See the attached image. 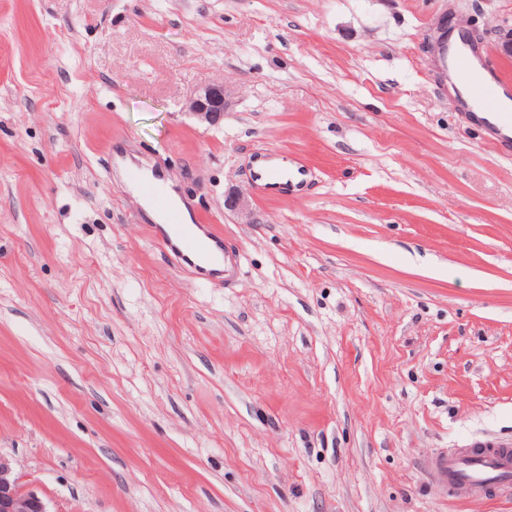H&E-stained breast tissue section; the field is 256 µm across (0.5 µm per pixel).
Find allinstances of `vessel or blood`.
I'll return each mask as SVG.
<instances>
[{"label": "vessel or blood", "instance_id": "vessel-or-blood-1", "mask_svg": "<svg viewBox=\"0 0 512 512\" xmlns=\"http://www.w3.org/2000/svg\"><path fill=\"white\" fill-rule=\"evenodd\" d=\"M443 28L440 21L433 26L438 48L436 65L449 68L463 81L462 102L476 107L478 122L501 139L511 138L512 108L505 110L499 105L501 93L507 90L504 79L490 73L484 79H475V54L449 48ZM305 176L303 165L287 159L274 162L265 158L253 168V180L265 193L276 191L285 179L304 187ZM125 177L161 217L160 223L150 228L153 240L168 249L180 265L194 268L201 279L214 282L229 278L230 260L225 253L224 235L217 225L185 223L178 205L145 175L139 160L127 164ZM428 469L437 482L453 491L481 494L492 487L507 486L512 484V441H470L433 458Z\"/></svg>", "mask_w": 512, "mask_h": 512}]
</instances>
